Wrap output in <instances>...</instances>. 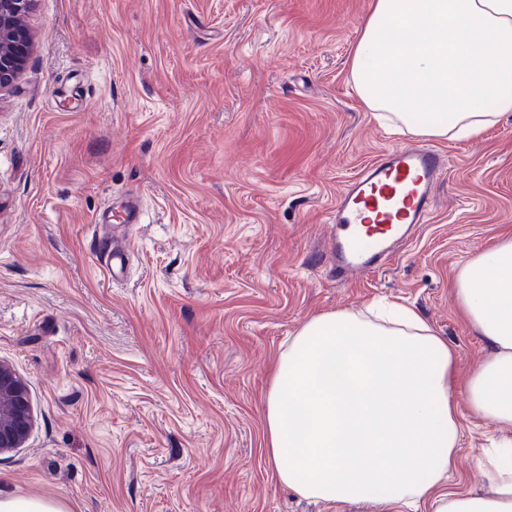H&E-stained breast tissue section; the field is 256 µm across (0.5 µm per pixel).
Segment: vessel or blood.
<instances>
[{"instance_id":"obj_1","label":"vessel or blood","mask_w":512,"mask_h":512,"mask_svg":"<svg viewBox=\"0 0 512 512\" xmlns=\"http://www.w3.org/2000/svg\"><path fill=\"white\" fill-rule=\"evenodd\" d=\"M446 170L437 149L391 148L365 165L337 195L328 261L339 278L368 273L390 259L396 245L426 223L435 206V190ZM95 256L108 278L126 269L125 247L98 238Z\"/></svg>"}]
</instances>
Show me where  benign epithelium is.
Instances as JSON below:
<instances>
[{
	"label": "benign epithelium",
	"instance_id": "1",
	"mask_svg": "<svg viewBox=\"0 0 512 512\" xmlns=\"http://www.w3.org/2000/svg\"><path fill=\"white\" fill-rule=\"evenodd\" d=\"M32 2L0 0V92L15 82L29 56L30 41L18 31L14 17L29 10ZM33 423L27 384L0 361V454L22 447Z\"/></svg>",
	"mask_w": 512,
	"mask_h": 512
}]
</instances>
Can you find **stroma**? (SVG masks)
I'll return each mask as SVG.
<instances>
[{
	"instance_id": "stroma-1",
	"label": "stroma",
	"mask_w": 512,
	"mask_h": 512,
	"mask_svg": "<svg viewBox=\"0 0 512 512\" xmlns=\"http://www.w3.org/2000/svg\"><path fill=\"white\" fill-rule=\"evenodd\" d=\"M372 0H34L0 93V360L35 418L0 492L68 512H331L276 483L263 411L312 316L412 306L464 380L485 348L453 283L512 227V113L448 157L428 222L386 264L336 278L339 190L414 143L348 78ZM140 223L119 217L127 195ZM110 212L129 265L91 249ZM450 485L480 490L495 425L459 399Z\"/></svg>"
}]
</instances>
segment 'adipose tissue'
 <instances>
[{
	"label": "adipose tissue",
	"mask_w": 512,
	"mask_h": 512,
	"mask_svg": "<svg viewBox=\"0 0 512 512\" xmlns=\"http://www.w3.org/2000/svg\"><path fill=\"white\" fill-rule=\"evenodd\" d=\"M349 74L392 132L479 137L512 112V0H374ZM453 288L486 349L462 382L447 342L408 306L331 312L299 328L276 358L264 413L279 484L332 505L512 512L510 444L483 451L487 491L448 485L456 389L475 416L512 430V234L469 260Z\"/></svg>",
	"instance_id": "ef3b65f1"
}]
</instances>
